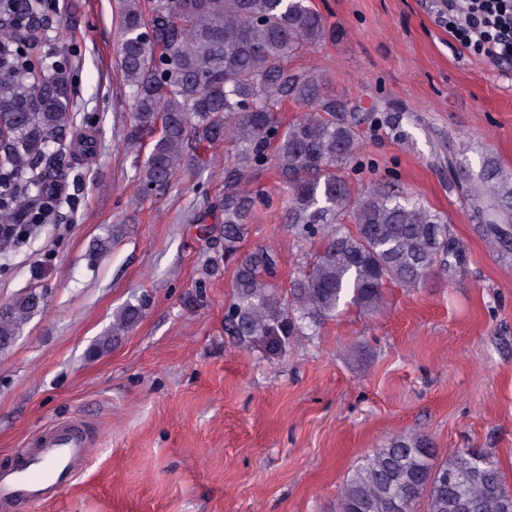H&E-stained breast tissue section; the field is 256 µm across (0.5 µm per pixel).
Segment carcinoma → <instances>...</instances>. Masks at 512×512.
Returning <instances> with one entry per match:
<instances>
[{
    "mask_svg": "<svg viewBox=\"0 0 512 512\" xmlns=\"http://www.w3.org/2000/svg\"><path fill=\"white\" fill-rule=\"evenodd\" d=\"M42 0H0V258L27 231L44 224L65 189L70 158L97 153L93 135L73 134L76 115L69 59L46 63ZM119 60L135 103L124 140L135 148L159 130L139 168L133 199L157 196L192 165L193 145L230 143L224 192L204 200L224 214L218 249L206 266L233 267L225 330L244 344L278 350L344 308L375 311L387 283L420 284L438 264L463 255L448 249L444 215L378 184L354 196L347 170L360 166L358 119L347 98L315 67L290 59L333 30L310 0H117ZM306 113L284 126L281 107ZM274 167L288 192L285 221L321 248L309 269L278 292L277 257L260 246L241 255L261 188L246 184ZM467 202L486 217L505 247L512 232L498 216L512 211V181L485 155ZM44 295L30 291L0 307V352L13 345ZM150 304L143 294L120 308L112 339L127 332ZM512 512V487L490 454L463 448L445 460L429 439L402 435L360 457L337 512Z\"/></svg>",
    "mask_w": 512,
    "mask_h": 512,
    "instance_id": "cac0c4a2",
    "label": "carcinoma"
}]
</instances>
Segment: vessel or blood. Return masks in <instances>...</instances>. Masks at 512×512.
<instances>
[{
    "instance_id": "b4317fda",
    "label": "vessel or blood",
    "mask_w": 512,
    "mask_h": 512,
    "mask_svg": "<svg viewBox=\"0 0 512 512\" xmlns=\"http://www.w3.org/2000/svg\"><path fill=\"white\" fill-rule=\"evenodd\" d=\"M92 446L81 418L45 425L9 463L0 465V512H27L34 504L54 499L86 468Z\"/></svg>"
}]
</instances>
